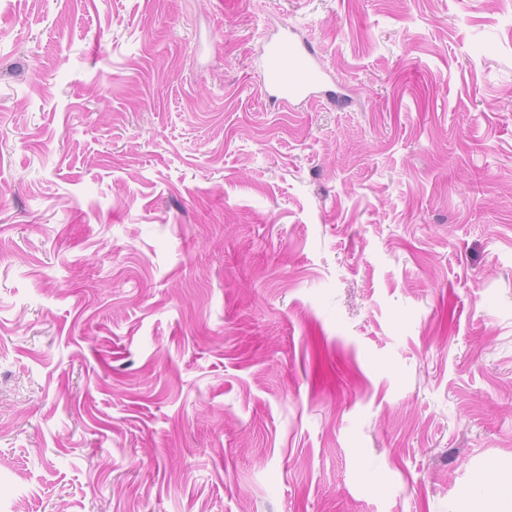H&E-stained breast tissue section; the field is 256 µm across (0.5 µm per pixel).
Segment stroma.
<instances>
[{
  "label": "stroma",
  "mask_w": 512,
  "mask_h": 512,
  "mask_svg": "<svg viewBox=\"0 0 512 512\" xmlns=\"http://www.w3.org/2000/svg\"><path fill=\"white\" fill-rule=\"evenodd\" d=\"M350 94L260 100L267 28ZM512 465V0H0V512H461Z\"/></svg>",
  "instance_id": "stroma-1"
}]
</instances>
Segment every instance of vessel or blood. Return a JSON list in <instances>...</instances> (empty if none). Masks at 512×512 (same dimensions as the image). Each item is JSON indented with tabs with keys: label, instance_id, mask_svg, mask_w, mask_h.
Instances as JSON below:
<instances>
[{
	"label": "vessel or blood",
	"instance_id": "1",
	"mask_svg": "<svg viewBox=\"0 0 512 512\" xmlns=\"http://www.w3.org/2000/svg\"><path fill=\"white\" fill-rule=\"evenodd\" d=\"M258 59L263 71L257 88L260 98L285 106L322 95L336 104H345L344 94L330 89L327 72L314 48L292 35L276 33L267 37Z\"/></svg>",
	"mask_w": 512,
	"mask_h": 512
}]
</instances>
